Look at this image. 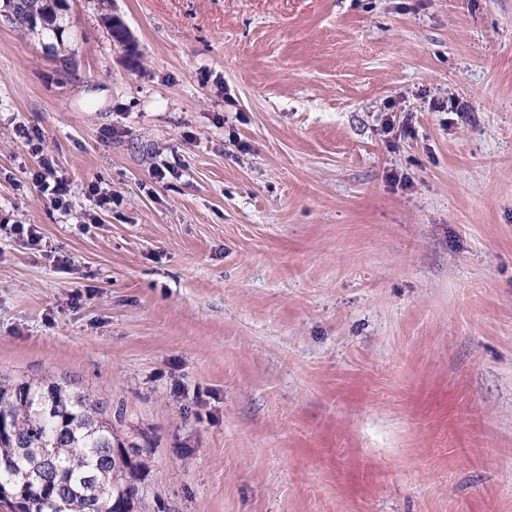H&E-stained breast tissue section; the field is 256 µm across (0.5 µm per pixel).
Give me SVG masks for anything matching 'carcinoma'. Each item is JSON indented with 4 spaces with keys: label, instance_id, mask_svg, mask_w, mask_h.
I'll return each mask as SVG.
<instances>
[{
    "label": "carcinoma",
    "instance_id": "cac0c4a2",
    "mask_svg": "<svg viewBox=\"0 0 512 512\" xmlns=\"http://www.w3.org/2000/svg\"><path fill=\"white\" fill-rule=\"evenodd\" d=\"M45 18L55 0H20ZM70 36L55 40L68 67ZM123 412L73 378L0 376V512H135L145 464L123 442Z\"/></svg>",
    "mask_w": 512,
    "mask_h": 512
}]
</instances>
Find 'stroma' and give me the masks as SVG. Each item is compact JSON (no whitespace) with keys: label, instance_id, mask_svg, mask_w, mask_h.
Instances as JSON below:
<instances>
[{"label":"stroma","instance_id":"1","mask_svg":"<svg viewBox=\"0 0 512 512\" xmlns=\"http://www.w3.org/2000/svg\"><path fill=\"white\" fill-rule=\"evenodd\" d=\"M70 5L67 73L0 25V375L124 411L140 512H512V0ZM43 172L35 176V182L43 194L47 193L53 208L61 214L67 215L71 211L70 184L66 177L59 175L51 164L42 159Z\"/></svg>","mask_w":512,"mask_h":512}]
</instances>
